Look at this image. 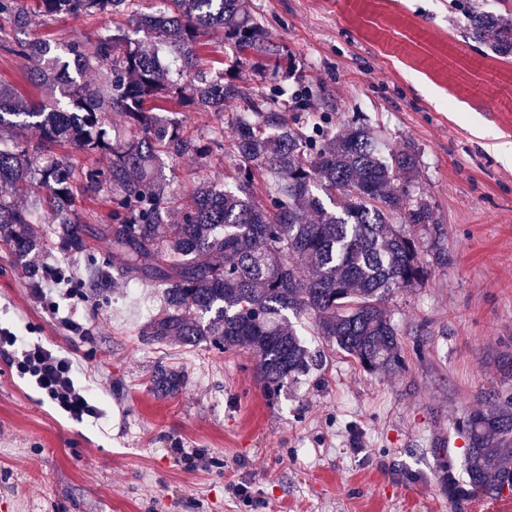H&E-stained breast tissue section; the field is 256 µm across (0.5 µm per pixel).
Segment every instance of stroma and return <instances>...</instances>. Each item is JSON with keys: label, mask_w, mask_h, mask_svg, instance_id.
<instances>
[{"label": "stroma", "mask_w": 512, "mask_h": 512, "mask_svg": "<svg viewBox=\"0 0 512 512\" xmlns=\"http://www.w3.org/2000/svg\"><path fill=\"white\" fill-rule=\"evenodd\" d=\"M473 0H250L292 75L235 64L223 32L210 54L225 77L277 98L308 88L312 112L336 129L358 120L383 152L413 147L418 192L446 231L448 264L389 302L405 365L374 376L313 332L318 370L268 398L252 351L223 353L142 341L158 309L151 283L84 287L71 301L79 338L37 296L0 242V324L65 350L105 412L96 423L62 417L0 358V512H512V496L449 502L436 479L440 435L501 390L493 358L512 346V57L468 36ZM123 15L60 18L29 36L93 39ZM224 159H169L179 200L223 181ZM185 377L158 396L157 363ZM246 485L244 503L235 488Z\"/></svg>", "instance_id": "1"}]
</instances>
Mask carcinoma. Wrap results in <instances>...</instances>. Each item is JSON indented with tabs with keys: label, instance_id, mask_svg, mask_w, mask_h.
Listing matches in <instances>:
<instances>
[{
	"label": "carcinoma",
	"instance_id": "1",
	"mask_svg": "<svg viewBox=\"0 0 512 512\" xmlns=\"http://www.w3.org/2000/svg\"><path fill=\"white\" fill-rule=\"evenodd\" d=\"M0 0V52L34 65L26 80L49 91L52 108L0 82V239L24 258L48 245L88 252L87 215L75 208V188L112 205L111 223L95 233L112 268L88 266L91 286L108 280L152 281L161 310L144 326L151 343L189 348L252 350L267 394L317 366L290 317L312 320L316 335L369 374L403 367L400 330L387 309L394 291L424 284L430 264L445 266V229L430 200L414 193L419 159L407 148L389 156L366 125L338 132L326 112L294 122L261 93L224 73L212 75L201 42L209 31L263 65L281 50L266 36L248 0ZM123 12L127 26L61 45L22 39L35 13L84 18ZM144 31L146 46L133 34ZM469 36L512 55V23L495 12L473 17ZM172 54L179 78L159 61ZM96 73L88 84L74 80ZM192 85V106L224 117V102L242 101L230 130L220 122L200 131L167 119ZM125 126L112 128L108 113ZM35 127L30 148L5 128ZM230 134L235 164L224 185L201 184L189 204L176 202L163 173L166 157H224ZM106 156L108 165L80 166L73 152ZM428 254L432 262L424 260ZM495 368L512 382V349ZM180 373L159 364L152 378L163 396L179 391ZM466 447L457 475L443 459L437 480L453 503L501 498L512 486V395L469 411L461 425Z\"/></svg>",
	"mask_w": 512,
	"mask_h": 512
}]
</instances>
